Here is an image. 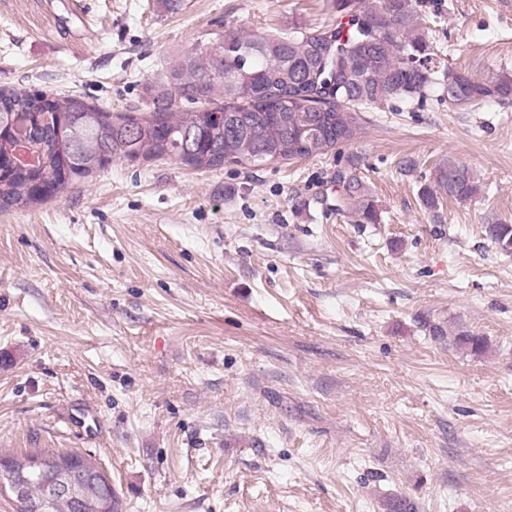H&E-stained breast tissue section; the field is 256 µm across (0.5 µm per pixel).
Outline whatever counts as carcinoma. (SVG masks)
Here are the masks:
<instances>
[{
    "label": "carcinoma",
    "instance_id": "1",
    "mask_svg": "<svg viewBox=\"0 0 512 512\" xmlns=\"http://www.w3.org/2000/svg\"><path fill=\"white\" fill-rule=\"evenodd\" d=\"M425 0H336V23L283 36L230 28L218 42L193 48L168 69L154 90L149 115L112 114L72 96L46 91H0V116L44 128L33 169L13 166L21 134L0 133V209L28 207L64 193L116 160L168 159L198 169L260 159L282 161L325 155L354 138L361 109L414 100L439 85L448 107L466 109L512 101V77L479 81L448 66L417 27ZM184 99L192 110H174ZM359 161L336 171V210L354 203L361 224L378 212L357 175ZM420 198L429 210L440 200L478 195L473 171L448 159L430 174ZM498 249L512 251V224H489ZM104 497L96 512H114L111 481L90 461Z\"/></svg>",
    "mask_w": 512,
    "mask_h": 512
}]
</instances>
